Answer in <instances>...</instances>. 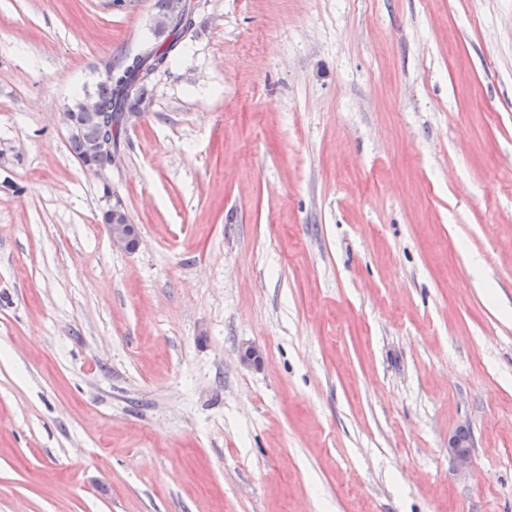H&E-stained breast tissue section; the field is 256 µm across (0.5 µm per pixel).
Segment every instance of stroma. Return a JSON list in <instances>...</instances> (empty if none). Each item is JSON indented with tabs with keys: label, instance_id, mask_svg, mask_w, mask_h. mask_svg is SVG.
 Returning a JSON list of instances; mask_svg holds the SVG:
<instances>
[{
	"label": "stroma",
	"instance_id": "stroma-1",
	"mask_svg": "<svg viewBox=\"0 0 512 512\" xmlns=\"http://www.w3.org/2000/svg\"><path fill=\"white\" fill-rule=\"evenodd\" d=\"M154 3L0 0V512H512V0H197L87 171ZM189 2V12L185 19L178 21L176 25L169 31L168 35L164 38V40L161 43L153 42L148 43L149 45L146 47V49H151V52L149 54L154 53L155 56L159 55L162 60H165V68L168 67L171 60L175 56V54L178 52L180 46H181V39L184 38V35L192 30L193 26L195 25V7L196 4L192 3L190 0ZM171 38L170 42L166 47H164V43L166 40ZM125 59L113 64L112 61L108 62L106 65L110 67V70L107 72L106 79L98 84L92 94L86 93L84 98L76 101L69 108V112L64 114L69 129L72 130V133H76L78 112H84L82 106L84 99L87 96L96 98L98 103L93 99H88L85 103V109L87 112L95 113L99 104V112H103L105 115L103 130L111 139L114 127L118 126L115 138L113 137L116 152L118 149L117 134L126 117L132 112L136 114L139 111L144 112L149 107V102L143 98L147 86L151 83L149 74L153 70V59L150 56H146L142 60L141 66L135 69H131L130 65L124 63ZM110 73H113L112 79L108 76ZM119 79L126 82V87L129 88L127 91L131 92L130 87L134 86L132 94L119 88L117 82ZM100 131L101 129L96 123L87 120L83 122L80 130L72 135L70 140L71 151L79 161L88 160L89 145L97 139ZM112 216V223L106 224L112 242V247L123 251H134L139 246V234L136 224H132L127 212L120 204H113L106 212V217ZM462 431V429L458 430L448 439V453L453 458L457 467L465 470L470 463V450L466 448H471V443L469 436L463 437L461 435Z\"/></svg>",
	"mask_w": 512,
	"mask_h": 512
}]
</instances>
